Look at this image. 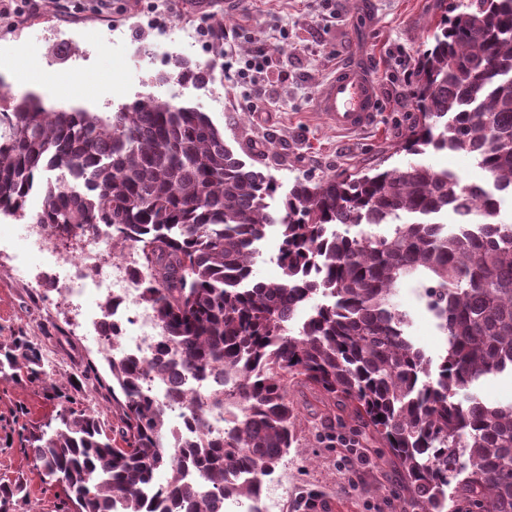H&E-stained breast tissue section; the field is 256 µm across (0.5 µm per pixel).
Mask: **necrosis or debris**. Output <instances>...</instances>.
I'll return each mask as SVG.
<instances>
[{"instance_id": "1", "label": "necrosis or debris", "mask_w": 512, "mask_h": 512, "mask_svg": "<svg viewBox=\"0 0 512 512\" xmlns=\"http://www.w3.org/2000/svg\"><path fill=\"white\" fill-rule=\"evenodd\" d=\"M22 237L29 248L41 255L45 264L59 262L73 269L64 284L66 295L86 304L88 312L111 307L112 320L120 327L118 342L102 337L103 345L111 346L113 355L149 357L159 337L155 314L142 304L133 278L140 260L131 250L115 252L112 240L105 233H87L82 247L71 255H63L57 240L38 224L23 225ZM120 304H113V296Z\"/></svg>"}]
</instances>
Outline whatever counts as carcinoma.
Segmentation results:
<instances>
[{"instance_id":"obj_1","label":"carcinoma","mask_w":512,"mask_h":512,"mask_svg":"<svg viewBox=\"0 0 512 512\" xmlns=\"http://www.w3.org/2000/svg\"><path fill=\"white\" fill-rule=\"evenodd\" d=\"M163 79L196 88L208 68L177 57ZM419 116L402 150L470 155L486 180L468 185L422 163L279 184L235 156L208 113L174 98L143 96L115 112L47 107L28 94L0 95V214L60 236L106 227L113 246L142 260L139 298L161 329L155 377L191 409L193 442L169 426L144 388L141 359L105 355L121 396L116 422L67 406L25 438L45 474L70 493L75 512H218L256 485L233 476L274 471L297 443L300 419L288 388L301 385L349 411L387 450L408 492L405 507L512 512V402L490 406L481 383L512 373V223L497 220L512 195V0H467L440 16L416 62ZM59 170L51 179L47 173ZM448 210L451 226L429 218ZM362 226L351 236L346 227ZM385 225L378 234L373 227ZM280 233L278 281L253 280L259 243ZM414 284L445 336L438 360L413 341L394 298ZM327 302L299 325L316 295ZM182 370L235 375L211 389L239 405L224 437L198 416L201 400L176 387ZM0 376L46 381L41 347L27 336L0 343ZM212 488L206 501L182 482L185 467ZM166 473L160 494L142 487ZM20 483H0V512H16Z\"/></svg>"}]
</instances>
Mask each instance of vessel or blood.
I'll return each mask as SVG.
<instances>
[{
  "mask_svg": "<svg viewBox=\"0 0 512 512\" xmlns=\"http://www.w3.org/2000/svg\"><path fill=\"white\" fill-rule=\"evenodd\" d=\"M378 97L379 88L371 74L349 64L321 86L316 107L336 130L357 132L375 124Z\"/></svg>",
  "mask_w": 512,
  "mask_h": 512,
  "instance_id": "1",
  "label": "vessel or blood"
}]
</instances>
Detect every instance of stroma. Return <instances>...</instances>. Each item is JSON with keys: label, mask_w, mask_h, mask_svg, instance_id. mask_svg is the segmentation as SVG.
<instances>
[{"label": "stroma", "mask_w": 512, "mask_h": 512, "mask_svg": "<svg viewBox=\"0 0 512 512\" xmlns=\"http://www.w3.org/2000/svg\"><path fill=\"white\" fill-rule=\"evenodd\" d=\"M460 0H0V83H21L46 105L114 112L144 95H183L207 112L225 144L282 188L296 179L344 171L403 167L411 155L399 146L417 107L403 79L400 57L417 58L441 15V4ZM258 61L256 79L224 73L225 55ZM208 65L210 81L181 89L160 80L171 59ZM365 66L375 78L378 120L345 134L318 112L315 97L336 68ZM11 216L0 218V342L23 334L41 344L49 383L0 379V480L17 479L29 493L22 512H58L66 492L24 451L21 426L55 417L60 400L51 387L69 390L87 364L101 385L86 388L80 406L115 421L112 381L101 348L90 341L85 312L58 299L61 270L30 257L26 276L11 265L26 244ZM400 309L412 319L410 334L428 354L444 338L414 286L401 289ZM290 399L303 416L296 448L272 474L287 479L280 512H294L300 496L332 500L336 512H399L402 479L379 448H358L354 467H343L342 446L325 440V408L310 390L294 386Z\"/></svg>", "instance_id": "1"}]
</instances>
